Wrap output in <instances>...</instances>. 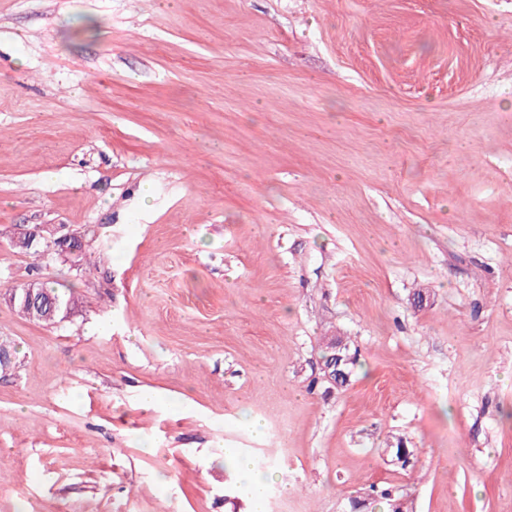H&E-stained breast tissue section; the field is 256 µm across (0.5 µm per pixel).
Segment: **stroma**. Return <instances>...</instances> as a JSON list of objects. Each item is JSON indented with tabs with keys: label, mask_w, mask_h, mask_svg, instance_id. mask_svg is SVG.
Segmentation results:
<instances>
[{
	"label": "stroma",
	"mask_w": 512,
	"mask_h": 512,
	"mask_svg": "<svg viewBox=\"0 0 512 512\" xmlns=\"http://www.w3.org/2000/svg\"><path fill=\"white\" fill-rule=\"evenodd\" d=\"M35 280L0 512H253L242 456L265 512H512V0H0ZM47 290L38 282L29 283L22 295H18L15 291L11 290L7 294L0 293V299H4L8 301L10 304H13L17 299H22V302H18L15 306H13L21 315L31 320L30 311L33 315V319L40 318L42 313L48 307L50 310H60V305L65 306L68 304L71 308L73 305L76 306V299L71 294H65L60 292L58 289L53 286H49L45 284ZM56 296L58 299L53 297ZM59 300V301H58ZM30 308V309H29ZM47 309L42 316L41 320H37L38 322L46 323V324H54L61 321V316L58 311L51 313V311ZM334 350L336 352L330 351L328 355L324 356L325 364H326L333 358V355L336 353L334 356V359H332L329 364L324 366L325 376L328 380H330L337 386H343V385L347 384L349 376H351L353 369L358 362L357 352L354 351L353 353H349V350H348V353L350 355H352V358L350 359V356L348 355L347 352L343 353L344 343L341 340H336V342L334 343ZM336 359H337V364H336ZM349 360H350V362H349ZM342 362L344 364L349 362L347 365L344 366V368H345L346 372L349 374V376L343 370L339 369ZM345 379H346V382H345ZM239 468L247 480L250 498L254 504V512H262L267 491V478L264 475H254L253 468L246 459L239 461Z\"/></svg>",
	"instance_id": "1"
}]
</instances>
